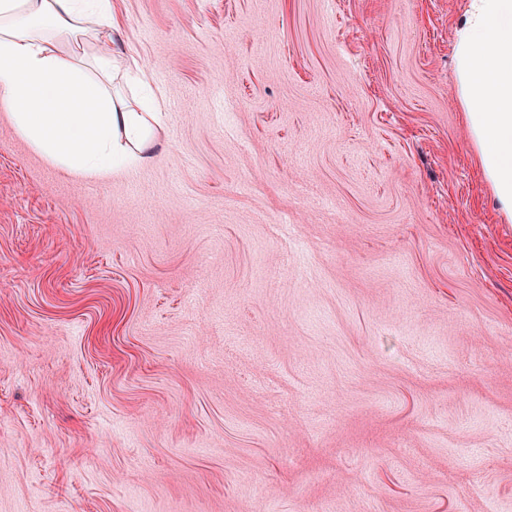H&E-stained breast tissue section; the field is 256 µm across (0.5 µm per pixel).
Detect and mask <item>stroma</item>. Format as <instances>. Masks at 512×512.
<instances>
[{
  "label": "stroma",
  "instance_id": "obj_1",
  "mask_svg": "<svg viewBox=\"0 0 512 512\" xmlns=\"http://www.w3.org/2000/svg\"><path fill=\"white\" fill-rule=\"evenodd\" d=\"M467 0H114L105 181L0 111V512H512V223Z\"/></svg>",
  "mask_w": 512,
  "mask_h": 512
}]
</instances>
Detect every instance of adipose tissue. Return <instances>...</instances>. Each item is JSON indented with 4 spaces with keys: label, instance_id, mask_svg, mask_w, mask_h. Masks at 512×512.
<instances>
[{
    "label": "adipose tissue",
    "instance_id": "adipose-tissue-1",
    "mask_svg": "<svg viewBox=\"0 0 512 512\" xmlns=\"http://www.w3.org/2000/svg\"><path fill=\"white\" fill-rule=\"evenodd\" d=\"M121 42L112 0H0V107L34 151L83 179L147 163L157 145L159 101L112 92ZM453 52L483 179L512 222V0H468Z\"/></svg>",
    "mask_w": 512,
    "mask_h": 512
}]
</instances>
